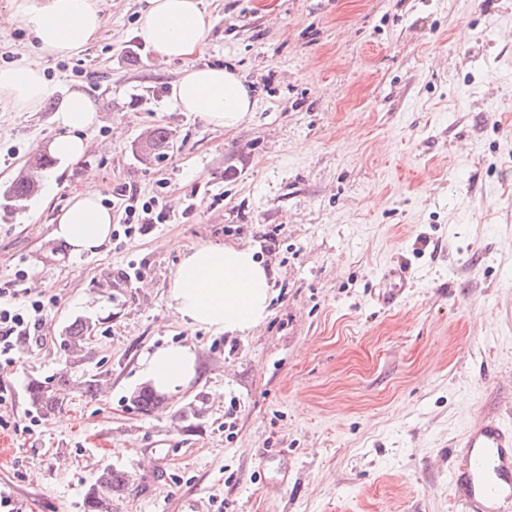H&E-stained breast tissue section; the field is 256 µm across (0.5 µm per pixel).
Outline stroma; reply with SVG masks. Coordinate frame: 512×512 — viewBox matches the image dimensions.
I'll return each instance as SVG.
<instances>
[{
	"mask_svg": "<svg viewBox=\"0 0 512 512\" xmlns=\"http://www.w3.org/2000/svg\"><path fill=\"white\" fill-rule=\"evenodd\" d=\"M102 35L38 58L21 24L0 65L40 60L58 95L95 103L76 163L51 165L52 198L0 207V281L49 297L40 343L0 370V487L23 512H83L108 465L130 477L112 512H459L452 441L512 416V0H202L200 63L245 75L247 120L213 130L168 96L178 63L134 33L147 0H96ZM52 108L0 112V190L60 130ZM170 138L154 158L145 139ZM95 171L172 212L97 255L45 248ZM199 244L251 247L274 274L266 319L216 335L182 323L167 291ZM134 288H114L128 265ZM404 266L396 304L376 299ZM93 326V357L62 338ZM193 344L197 374L148 413L132 399L145 354ZM96 376L37 418L28 385ZM200 408L185 421L184 407ZM93 326L88 321H76L66 331L63 340V349L75 358H89L88 345L91 339Z\"/></svg>",
	"mask_w": 512,
	"mask_h": 512,
	"instance_id": "obj_1",
	"label": "stroma"
}]
</instances>
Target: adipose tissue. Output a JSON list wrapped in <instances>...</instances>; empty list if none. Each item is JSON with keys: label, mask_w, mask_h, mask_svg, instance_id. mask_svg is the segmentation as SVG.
<instances>
[{"label": "adipose tissue", "mask_w": 512, "mask_h": 512, "mask_svg": "<svg viewBox=\"0 0 512 512\" xmlns=\"http://www.w3.org/2000/svg\"><path fill=\"white\" fill-rule=\"evenodd\" d=\"M200 3L149 0L135 30L156 55L182 62L181 74L170 87L173 103L181 111L199 113L213 128L231 129L247 119L254 101L238 73L195 63L212 25ZM6 19L21 23L41 54L52 58L79 55L101 36L104 26L95 0H10ZM50 104L63 133L49 150L68 164L83 155L85 134L99 123L95 105L79 91L56 97L40 63L0 66V112H39ZM114 220L90 174L57 216L52 238L67 253L94 254L110 242ZM270 279L250 248L200 244L183 255L168 288V304L186 325L215 334L243 333L267 317ZM196 363L193 345L160 347L142 359L140 374L157 392L170 394L190 383Z\"/></svg>", "instance_id": "ef3b65f1"}]
</instances>
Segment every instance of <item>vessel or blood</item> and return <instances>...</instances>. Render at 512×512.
<instances>
[{
    "label": "vessel or blood",
    "mask_w": 512,
    "mask_h": 512,
    "mask_svg": "<svg viewBox=\"0 0 512 512\" xmlns=\"http://www.w3.org/2000/svg\"><path fill=\"white\" fill-rule=\"evenodd\" d=\"M454 448L460 465L448 479L460 512H512V421H473Z\"/></svg>",
    "instance_id": "vessel-or-blood-1"
}]
</instances>
